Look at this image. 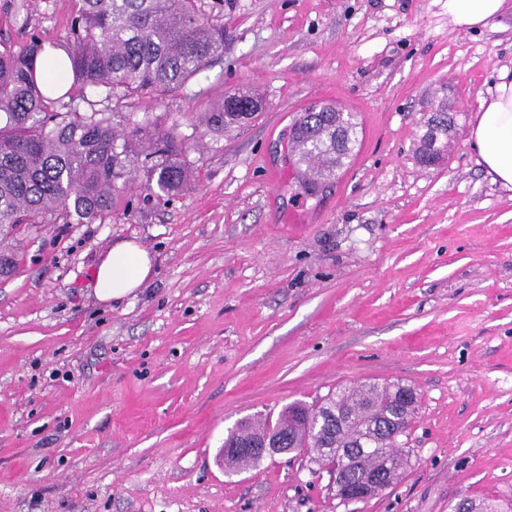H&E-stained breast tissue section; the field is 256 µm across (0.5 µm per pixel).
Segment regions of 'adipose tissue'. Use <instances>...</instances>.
I'll list each match as a JSON object with an SVG mask.
<instances>
[{"instance_id": "obj_1", "label": "adipose tissue", "mask_w": 512, "mask_h": 512, "mask_svg": "<svg viewBox=\"0 0 512 512\" xmlns=\"http://www.w3.org/2000/svg\"><path fill=\"white\" fill-rule=\"evenodd\" d=\"M469 138L492 182L512 190V71L501 70L488 98L482 99L471 118ZM151 271L148 251L123 241L100 259L91 286L98 301L117 302L140 288Z\"/></svg>"}]
</instances>
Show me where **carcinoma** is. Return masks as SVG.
Instances as JSON below:
<instances>
[{
  "label": "carcinoma",
  "instance_id": "obj_1",
  "mask_svg": "<svg viewBox=\"0 0 512 512\" xmlns=\"http://www.w3.org/2000/svg\"><path fill=\"white\" fill-rule=\"evenodd\" d=\"M224 54V23L206 15L201 0H73L64 43L32 36L0 50V233L47 218L77 217L102 223L112 215V195L132 164L151 159V180L166 196L193 179L186 144L174 129L145 118L119 134L102 105L176 92ZM259 108L256 96L235 92L211 114L215 123L239 122ZM295 179L324 184L336 179L358 144L354 115L325 105L292 124ZM431 131L419 137L423 166L441 160L427 150ZM418 395L396 384L366 382L326 396L320 403H292L278 418H246L224 437L230 471L264 459L248 446L267 436L273 453H305L335 476L336 499L350 503L359 482L379 479L363 501L392 486L405 458L396 445L406 434ZM475 512H512V500L466 496Z\"/></svg>",
  "mask_w": 512,
  "mask_h": 512
}]
</instances>
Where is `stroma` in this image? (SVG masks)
<instances>
[{
    "label": "stroma",
    "mask_w": 512,
    "mask_h": 512,
    "mask_svg": "<svg viewBox=\"0 0 512 512\" xmlns=\"http://www.w3.org/2000/svg\"><path fill=\"white\" fill-rule=\"evenodd\" d=\"M72 0H0V42L65 39ZM224 55L175 93L112 107L186 140L195 181L147 199L142 161L102 224L0 236V512H448L512 499V191L491 182L469 120L512 69V0L477 29L448 0H224ZM251 119L208 125L227 93ZM457 112L438 166L415 158L434 100ZM353 112L360 144L316 197L283 156L309 107ZM145 246L136 295L88 283L114 244ZM420 396L399 480L338 504L307 457L226 474L245 417L339 386Z\"/></svg>",
    "instance_id": "1"
}]
</instances>
